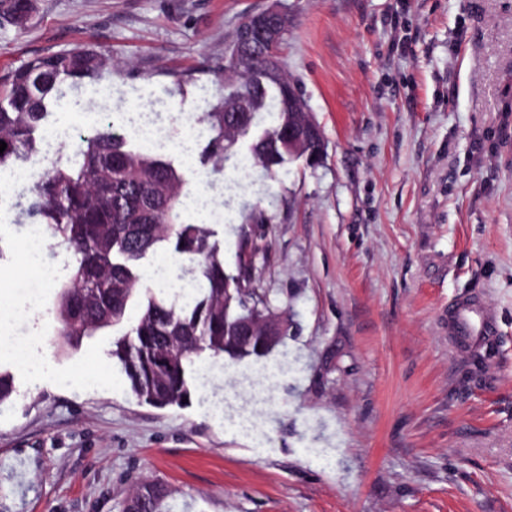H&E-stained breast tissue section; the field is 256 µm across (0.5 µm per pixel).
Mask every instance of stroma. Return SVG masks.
<instances>
[{"mask_svg":"<svg viewBox=\"0 0 512 512\" xmlns=\"http://www.w3.org/2000/svg\"><path fill=\"white\" fill-rule=\"evenodd\" d=\"M279 4V60L326 155L268 177L201 164L190 130L239 22ZM111 51L108 81L67 80L50 127L120 126L168 104L170 156L234 271L287 311L284 352L224 360L189 406L127 390L112 332L62 354L50 310L75 262L25 223L0 230V512H121L142 479L169 512H512V0H37L0 26V75ZM263 206L265 224L243 217ZM47 286L28 300L19 282ZM494 327L465 347L448 308Z\"/></svg>","mask_w":512,"mask_h":512,"instance_id":"stroma-1","label":"stroma"}]
</instances>
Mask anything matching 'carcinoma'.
Masks as SVG:
<instances>
[{
  "label": "carcinoma",
  "mask_w": 512,
  "mask_h": 512,
  "mask_svg": "<svg viewBox=\"0 0 512 512\" xmlns=\"http://www.w3.org/2000/svg\"><path fill=\"white\" fill-rule=\"evenodd\" d=\"M34 0H0V20L21 30ZM239 34L228 45L219 94L198 122L207 143L201 162L222 173L249 142L254 163L274 177L294 161L288 128L298 119L296 87L274 65L279 79L254 82L250 70L273 53H235ZM112 54L83 47L34 58L0 79V168L42 158L43 172L18 201L19 216L46 226L73 252L75 264L57 293L51 315L64 351L78 348L125 320L135 303L139 316L113 338L112 360L121 366L128 389L157 408L182 407L199 377L195 364L267 356L285 343L288 315L272 313L252 286V254L240 251L237 273L226 272L224 254L202 224L181 221L184 181L173 161L128 147L107 127L97 130L65 158L42 156L37 131L49 116L48 104L63 97L68 78H112ZM271 107V125L258 129V111ZM187 262L194 293L168 299L143 284L141 261L163 242ZM17 392L15 376L0 368V404ZM170 491L145 479L125 501L123 512H168Z\"/></svg>",
  "instance_id": "cac0c4a2"
}]
</instances>
